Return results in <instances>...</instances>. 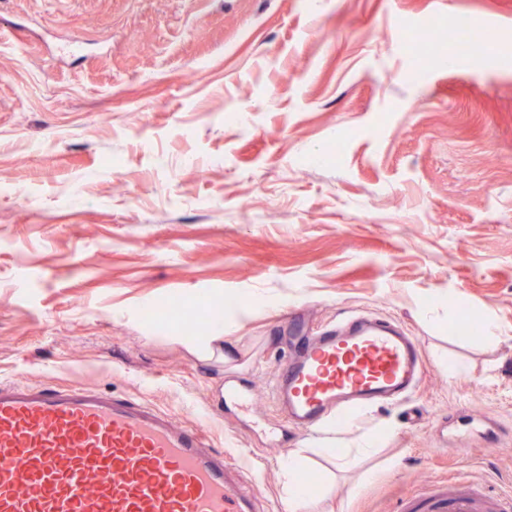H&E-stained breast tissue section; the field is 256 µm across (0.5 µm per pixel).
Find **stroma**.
Returning <instances> with one entry per match:
<instances>
[{
  "mask_svg": "<svg viewBox=\"0 0 512 512\" xmlns=\"http://www.w3.org/2000/svg\"><path fill=\"white\" fill-rule=\"evenodd\" d=\"M462 16L495 41L456 66L407 39ZM503 56L512 0H0V380L89 384L203 425L254 512H288L287 451L303 512L512 487ZM171 301L201 311L195 330L142 319ZM359 311L415 336L422 382L354 414L371 455L342 463L314 431L280 451L254 420L278 419L285 318L311 336ZM467 312L497 339L460 331ZM218 321L231 362L186 350ZM230 383L253 413L225 406ZM473 415L490 431L460 439ZM302 467L300 458L294 454L282 460L279 466L281 475L285 478L287 490L288 510L299 512L307 500V490L298 481V472Z\"/></svg>",
  "mask_w": 512,
  "mask_h": 512,
  "instance_id": "35a3bbf8",
  "label": "stroma"
}]
</instances>
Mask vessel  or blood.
Instances as JSON below:
<instances>
[{"label": "vessel or blood", "mask_w": 512, "mask_h": 512, "mask_svg": "<svg viewBox=\"0 0 512 512\" xmlns=\"http://www.w3.org/2000/svg\"><path fill=\"white\" fill-rule=\"evenodd\" d=\"M425 373L417 339L350 315L294 349L274 375L284 424L406 400ZM223 450L169 411L93 386L0 382V512H248L231 506ZM428 512H512V494L452 484Z\"/></svg>", "instance_id": "1"}]
</instances>
